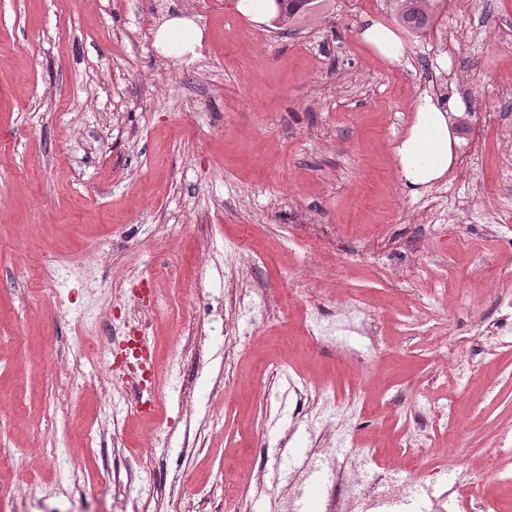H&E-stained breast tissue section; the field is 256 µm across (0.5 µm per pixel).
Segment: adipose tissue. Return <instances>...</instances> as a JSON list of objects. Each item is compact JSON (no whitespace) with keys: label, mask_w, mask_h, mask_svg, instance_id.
Here are the masks:
<instances>
[{"label":"adipose tissue","mask_w":512,"mask_h":512,"mask_svg":"<svg viewBox=\"0 0 512 512\" xmlns=\"http://www.w3.org/2000/svg\"><path fill=\"white\" fill-rule=\"evenodd\" d=\"M359 37L388 61H400L406 54L402 39L390 28L373 20L365 21ZM458 107L456 101L445 104L428 93L419 97L413 122L395 147L402 183L411 193H418L420 188L442 179L453 166L456 139L448 114Z\"/></svg>","instance_id":"obj_1"}]
</instances>
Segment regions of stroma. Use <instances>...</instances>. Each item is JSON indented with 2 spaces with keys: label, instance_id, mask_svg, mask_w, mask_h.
<instances>
[{
  "label": "stroma",
  "instance_id": "stroma-1",
  "mask_svg": "<svg viewBox=\"0 0 512 512\" xmlns=\"http://www.w3.org/2000/svg\"><path fill=\"white\" fill-rule=\"evenodd\" d=\"M237 0H0V486L33 478L0 512H125L107 474L134 473L149 512H269L312 450L291 429L286 374L340 400L335 448L368 449L357 478L388 468L416 494L434 472L461 478L449 497L512 512V345L491 348L467 392L454 371L467 337L507 311L482 257L512 268V0H440L426 31L402 32L405 57L379 58L358 37L366 20L395 27L390 0H326L294 31L240 14ZM203 32L193 51H161L173 17ZM464 105L456 159L413 195L395 147L418 96L436 83ZM494 116L476 117V107ZM312 214L329 243L311 260L279 212ZM412 264L451 260L436 331H408L428 300L377 270L388 240ZM214 260L199 296L185 292L200 241ZM262 255L251 279L264 318L248 323L226 294L224 255ZM56 272L40 267L45 255ZM154 297L147 343L156 361L152 413L113 386L109 352L85 342L127 334L124 291ZM375 312L378 349L338 303ZM324 302L322 342L304 311ZM194 323L204 353H182ZM349 346L368 369L337 357ZM191 386L183 405L178 388ZM458 397L461 437L398 462L384 446L401 417ZM160 435L146 445L145 432ZM205 445H194L196 434Z\"/></svg>",
  "mask_w": 512,
  "mask_h": 512
}]
</instances>
